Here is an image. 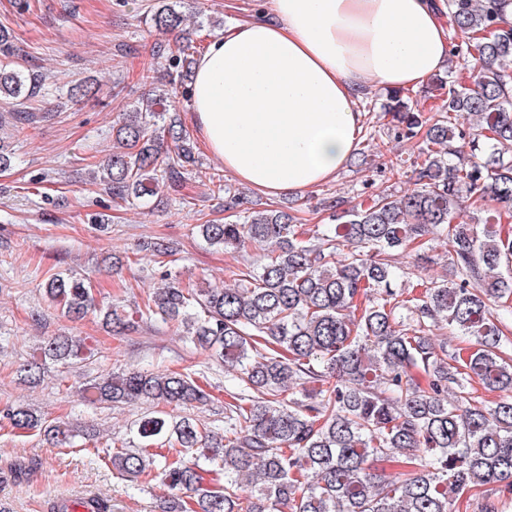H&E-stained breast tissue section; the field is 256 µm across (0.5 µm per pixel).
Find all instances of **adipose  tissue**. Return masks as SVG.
<instances>
[{
	"mask_svg": "<svg viewBox=\"0 0 512 512\" xmlns=\"http://www.w3.org/2000/svg\"><path fill=\"white\" fill-rule=\"evenodd\" d=\"M448 59L435 0H267L199 54L190 112L209 153L274 198L335 179L371 86L417 89Z\"/></svg>",
	"mask_w": 512,
	"mask_h": 512,
	"instance_id": "obj_1",
	"label": "adipose tissue"
}]
</instances>
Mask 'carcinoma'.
I'll return each mask as SVG.
<instances>
[{
    "mask_svg": "<svg viewBox=\"0 0 512 512\" xmlns=\"http://www.w3.org/2000/svg\"><path fill=\"white\" fill-rule=\"evenodd\" d=\"M505 2L448 0L450 54L464 50L480 66L465 83L436 78L446 91L440 108L424 115L399 92L387 96L395 136L418 144L411 163L397 158L390 170L409 176L413 189L379 194L360 209L334 197L324 205L330 223L312 229L284 210L247 207L243 192L199 170L194 142L166 109L170 90L121 114L99 170L112 199L134 204L176 192L195 174L224 195L229 217L198 225L208 244L271 246L259 267L230 271L239 278L232 288L164 281L138 312L172 324L224 364V435L163 411L209 400L190 372L131 368L78 387L85 406L154 407L132 442L112 440L116 451L105 458L138 492L161 479L170 490L161 512H453L479 486L512 491V238L493 215L452 223L465 198L512 208V27L497 22ZM152 21L182 40L168 58L171 86L192 73L196 46L175 7L159 5ZM42 85L40 74L0 68V94L33 96ZM440 239L454 279L424 281L418 292L394 288L395 252ZM43 290L72 319L99 311L113 335L132 328L120 305L97 302L81 278L54 274ZM440 325L472 350L434 342L427 328ZM39 350L40 359L16 371L20 383L39 384L47 360L76 365L86 356L67 336ZM474 383L497 399L474 396ZM2 420L60 445L75 438L24 405L0 409ZM374 461L400 471L378 473ZM206 472L224 475V484H206Z\"/></svg>",
    "mask_w": 512,
    "mask_h": 512,
    "instance_id": "cac0c4a2",
    "label": "carcinoma"
}]
</instances>
